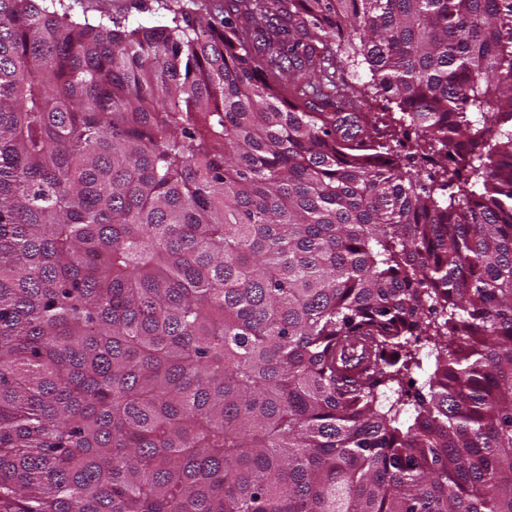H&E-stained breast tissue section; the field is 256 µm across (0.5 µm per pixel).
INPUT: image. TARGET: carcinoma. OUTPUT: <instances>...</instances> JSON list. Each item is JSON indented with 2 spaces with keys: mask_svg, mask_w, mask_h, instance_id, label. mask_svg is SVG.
I'll return each mask as SVG.
<instances>
[{
  "mask_svg": "<svg viewBox=\"0 0 512 512\" xmlns=\"http://www.w3.org/2000/svg\"><path fill=\"white\" fill-rule=\"evenodd\" d=\"M71 11L0 0V512H512V0Z\"/></svg>",
  "mask_w": 512,
  "mask_h": 512,
  "instance_id": "cac0c4a2",
  "label": "carcinoma"
}]
</instances>
